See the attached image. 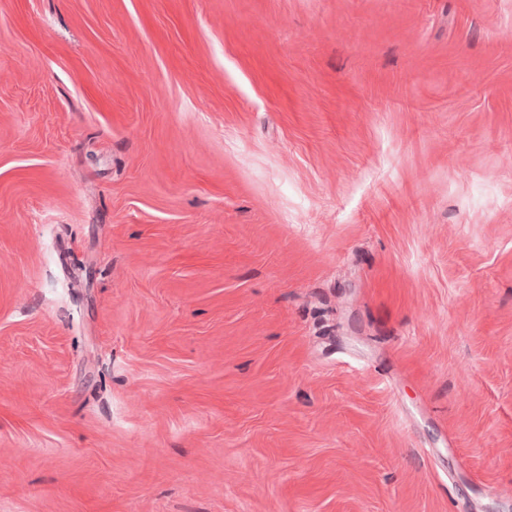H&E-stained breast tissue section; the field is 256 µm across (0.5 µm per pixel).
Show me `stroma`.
<instances>
[{"mask_svg":"<svg viewBox=\"0 0 512 512\" xmlns=\"http://www.w3.org/2000/svg\"><path fill=\"white\" fill-rule=\"evenodd\" d=\"M0 512H512V0H0Z\"/></svg>","mask_w":512,"mask_h":512,"instance_id":"1","label":"stroma"}]
</instances>
